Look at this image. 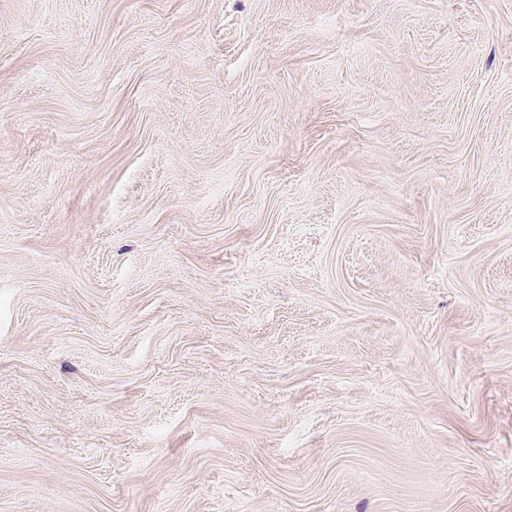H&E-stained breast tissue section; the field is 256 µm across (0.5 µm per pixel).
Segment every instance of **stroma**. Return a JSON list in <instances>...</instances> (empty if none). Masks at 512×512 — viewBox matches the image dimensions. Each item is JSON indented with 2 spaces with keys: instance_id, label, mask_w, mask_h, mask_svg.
<instances>
[{
  "instance_id": "1",
  "label": "stroma",
  "mask_w": 512,
  "mask_h": 512,
  "mask_svg": "<svg viewBox=\"0 0 512 512\" xmlns=\"http://www.w3.org/2000/svg\"><path fill=\"white\" fill-rule=\"evenodd\" d=\"M0 512H512V0H0Z\"/></svg>"
}]
</instances>
